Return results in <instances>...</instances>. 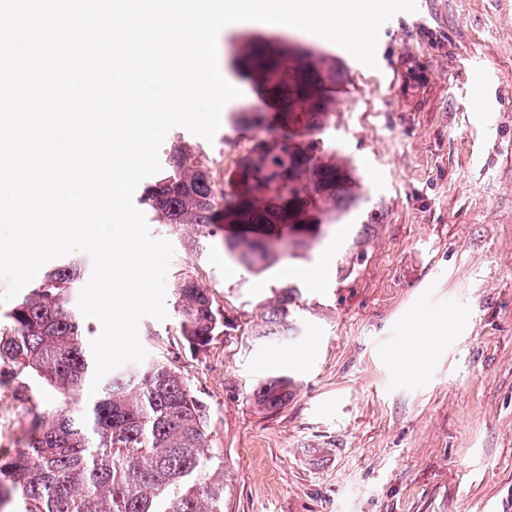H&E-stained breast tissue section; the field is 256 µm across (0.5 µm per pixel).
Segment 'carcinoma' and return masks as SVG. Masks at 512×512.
I'll list each match as a JSON object with an SVG mask.
<instances>
[{
  "label": "carcinoma",
  "mask_w": 512,
  "mask_h": 512,
  "mask_svg": "<svg viewBox=\"0 0 512 512\" xmlns=\"http://www.w3.org/2000/svg\"><path fill=\"white\" fill-rule=\"evenodd\" d=\"M236 61L277 101L276 126L264 112L232 118L255 135L225 176L231 191L222 196L202 156L172 141L139 205L184 246L202 251L220 238L234 263L257 274L283 252L305 256L368 199L353 161L326 138L343 78L336 58L245 41ZM376 217L367 212L353 241L342 267L349 275L362 263ZM85 272L86 262L71 258L0 307V383L32 402L27 446L0 452V512H224L231 488L223 449L208 445L210 411L170 360L123 366L89 393L92 330L73 303ZM300 297L294 286L276 291L253 336L267 342L295 334ZM173 310L180 336L198 352L229 327L210 289L187 274L178 278ZM292 386L286 374L271 376L253 397L276 410ZM35 387L71 408L42 410Z\"/></svg>",
  "instance_id": "1"
}]
</instances>
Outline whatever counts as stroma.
Returning a JSON list of instances; mask_svg holds the SVG:
<instances>
[{"label":"stroma","mask_w":512,"mask_h":512,"mask_svg":"<svg viewBox=\"0 0 512 512\" xmlns=\"http://www.w3.org/2000/svg\"><path fill=\"white\" fill-rule=\"evenodd\" d=\"M418 2L382 26L374 69L307 34L226 26L218 66L240 97L213 142L169 132L223 184L252 137L232 116L267 104L232 68L234 41L336 55L346 76L327 137L383 211L347 278L342 230L259 274L223 247L175 245L167 289L196 276L233 327L199 353L175 318L146 317L140 342L209 408L231 479L226 512H512V0ZM290 282L302 292L297 335L255 340L262 304ZM417 318L447 325L430 337L412 331ZM280 373L294 380L287 404L260 408L253 389ZM29 426L0 386V448L22 447Z\"/></svg>","instance_id":"stroma-1"}]
</instances>
